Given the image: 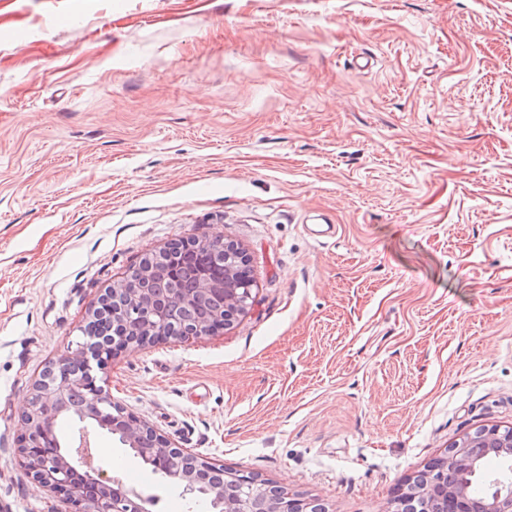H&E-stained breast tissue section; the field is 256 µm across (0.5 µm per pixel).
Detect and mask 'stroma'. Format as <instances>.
I'll return each mask as SVG.
<instances>
[{
  "instance_id": "obj_1",
  "label": "stroma",
  "mask_w": 512,
  "mask_h": 512,
  "mask_svg": "<svg viewBox=\"0 0 512 512\" xmlns=\"http://www.w3.org/2000/svg\"><path fill=\"white\" fill-rule=\"evenodd\" d=\"M216 238L251 307L98 371L185 453L384 512L512 426V0H0V512H74L18 454L34 382L143 257Z\"/></svg>"
}]
</instances>
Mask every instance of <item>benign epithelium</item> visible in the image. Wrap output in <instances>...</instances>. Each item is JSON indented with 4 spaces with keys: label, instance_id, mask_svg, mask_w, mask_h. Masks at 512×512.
<instances>
[{
    "label": "benign epithelium",
    "instance_id": "obj_1",
    "mask_svg": "<svg viewBox=\"0 0 512 512\" xmlns=\"http://www.w3.org/2000/svg\"><path fill=\"white\" fill-rule=\"evenodd\" d=\"M208 245L224 250V282L215 284L205 276L199 277V287L193 290L175 288L176 274L163 273L155 279L141 273L129 276L105 290L100 304L106 313L134 334L129 343L138 346L156 338L179 339L174 323L184 310L197 299L211 298L220 303L222 313L213 316L212 327L227 326L246 309L252 298V280H241L236 263H245L244 254L234 245L210 241ZM112 350L100 338L88 336L49 367V373L34 388L27 411L21 416L23 444L19 453L31 472L34 482L57 492L65 493L75 503L85 504L82 512H148L149 501L134 493L122 481L104 474V469L87 457L90 440L88 427L79 428L78 439L66 446L57 440L56 423L67 410L72 392L83 386L87 393L78 409L80 421L91 419L112 434L136 455L151 463L182 492L193 498L209 493L216 512H322L304 499L279 496L277 507H266L269 490L258 487L249 473H234L224 487L233 493L209 489L205 474L214 470L212 463L201 460L197 471H182L184 451L159 438L153 428L142 421L131 419L124 408L98 383L96 369L104 355ZM512 457V428L485 425L448 447L446 453L430 467L429 495L438 500L444 512H512V474L506 473L492 480L497 487L493 496L475 502L469 497L468 478L479 471L482 460L490 453ZM460 472L463 481L450 485L443 480L447 468Z\"/></svg>",
    "mask_w": 512,
    "mask_h": 512
}]
</instances>
